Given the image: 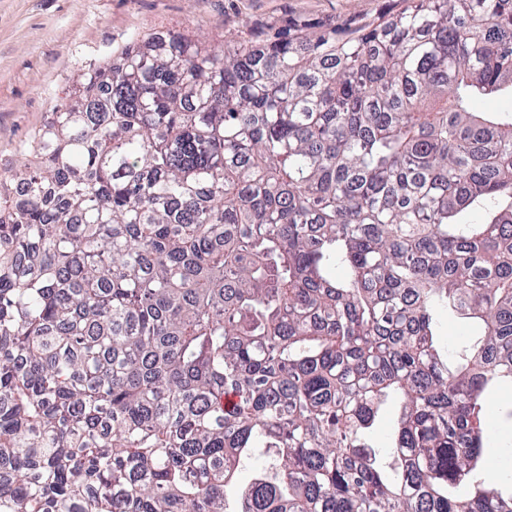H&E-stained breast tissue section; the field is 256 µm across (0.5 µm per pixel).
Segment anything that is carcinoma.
<instances>
[{"mask_svg": "<svg viewBox=\"0 0 512 512\" xmlns=\"http://www.w3.org/2000/svg\"><path fill=\"white\" fill-rule=\"evenodd\" d=\"M403 2L136 37L34 133L0 202V512H512L482 457L512 112L475 108L512 94V0ZM440 311L483 327L451 360ZM401 412V401L398 396L390 394L381 406L375 427L371 433L372 443L380 450L381 456L387 459L389 435L397 425Z\"/></svg>", "mask_w": 512, "mask_h": 512, "instance_id": "cac0c4a2", "label": "carcinoma"}]
</instances>
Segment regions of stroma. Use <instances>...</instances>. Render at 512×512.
<instances>
[{"instance_id":"35a3bbf8","label":"stroma","mask_w":512,"mask_h":512,"mask_svg":"<svg viewBox=\"0 0 512 512\" xmlns=\"http://www.w3.org/2000/svg\"><path fill=\"white\" fill-rule=\"evenodd\" d=\"M401 0H0V196L12 197V170L50 112L68 102L74 81L131 39L183 32L221 41L261 39L291 23L361 26ZM484 456L499 475V438L512 435V392L490 399Z\"/></svg>"}]
</instances>
